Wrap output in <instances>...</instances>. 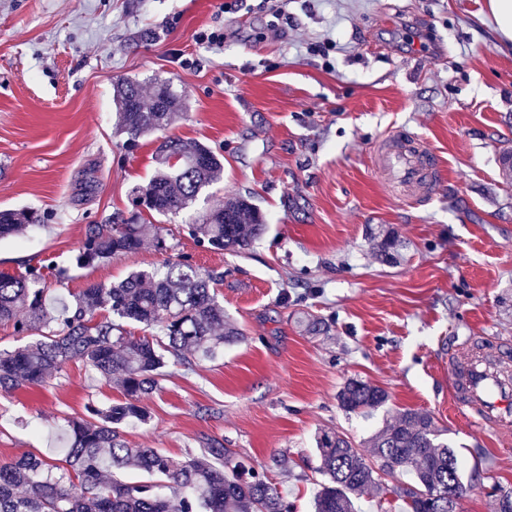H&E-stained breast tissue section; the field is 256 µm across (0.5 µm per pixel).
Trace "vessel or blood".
Wrapping results in <instances>:
<instances>
[{"mask_svg": "<svg viewBox=\"0 0 512 512\" xmlns=\"http://www.w3.org/2000/svg\"><path fill=\"white\" fill-rule=\"evenodd\" d=\"M373 167L399 199L421 205L437 191L443 166L437 153L418 134L400 129L386 134L373 150ZM512 345L474 339L449 360L454 407L470 421L497 434H512Z\"/></svg>", "mask_w": 512, "mask_h": 512, "instance_id": "1", "label": "vessel or blood"}]
</instances>
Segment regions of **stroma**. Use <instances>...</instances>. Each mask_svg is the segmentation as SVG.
Instances as JSON below:
<instances>
[{"instance_id": "obj_1", "label": "stroma", "mask_w": 512, "mask_h": 512, "mask_svg": "<svg viewBox=\"0 0 512 512\" xmlns=\"http://www.w3.org/2000/svg\"><path fill=\"white\" fill-rule=\"evenodd\" d=\"M488 0H0V210L49 213L0 240V273L44 266L51 293L112 284L163 261L153 249L80 268L86 228L109 215L162 223L172 254L223 274L218 298L241 331L193 371L171 365L134 448L181 458L216 439L267 468L291 512H312L318 433L356 448L386 418L433 414L480 488L465 512H497L512 489V438L451 406L448 355L467 336L512 343V47L481 24ZM222 43L210 42L211 33ZM171 81L186 110L168 129L224 157L208 207L250 197L268 229L241 253L198 247L179 221L136 212L159 134L127 150L112 84ZM404 128L440 156L426 204L403 205L372 150ZM395 232L400 265L373 243ZM385 389L370 417L342 410L347 378ZM80 362L40 389L0 393V464L61 457L56 438L89 403L120 400ZM286 458L285 466L273 463Z\"/></svg>"}]
</instances>
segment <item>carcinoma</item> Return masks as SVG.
<instances>
[{
    "mask_svg": "<svg viewBox=\"0 0 512 512\" xmlns=\"http://www.w3.org/2000/svg\"><path fill=\"white\" fill-rule=\"evenodd\" d=\"M113 101L116 132L126 137L128 148L166 128L185 109L181 94L161 80L147 103L138 81L119 78ZM157 163L159 172L138 189L135 203L159 217H183L181 229L196 245L239 253L264 233L263 214L244 196L230 197L216 210L197 207L224 173L222 156L209 146L168 138L158 147ZM42 223L44 217L32 208L0 211V240L22 225ZM148 242L160 253L173 250L162 226L117 216L109 224L88 225L76 261L106 262ZM43 269L30 266L19 277L0 274V322H14L19 334L39 332L24 345L0 350V392L44 387L79 361L103 378L119 377L125 400L90 406L86 416L69 420L61 463L28 453L0 464V512H290L276 485L218 440L205 442L199 455L176 460L159 448H131L122 436L125 425L149 420L144 401L159 389L169 363L190 370L194 360L187 350L210 358L238 341L241 332L224 320L216 292L224 275L183 257L168 258L108 287L90 284L50 312ZM130 323L151 335H129ZM337 401L346 412L365 414L384 406L388 394L349 378ZM316 451L323 481L314 512H356L353 495L387 490L384 473L411 478L394 490L402 512H448L450 503L453 512H463L470 485L462 463L426 411L408 409L385 423L371 438L368 455L327 432L317 435ZM128 466L145 479L118 476Z\"/></svg>",
    "mask_w": 512,
    "mask_h": 512,
    "instance_id": "cac0c4a2",
    "label": "carcinoma"
}]
</instances>
